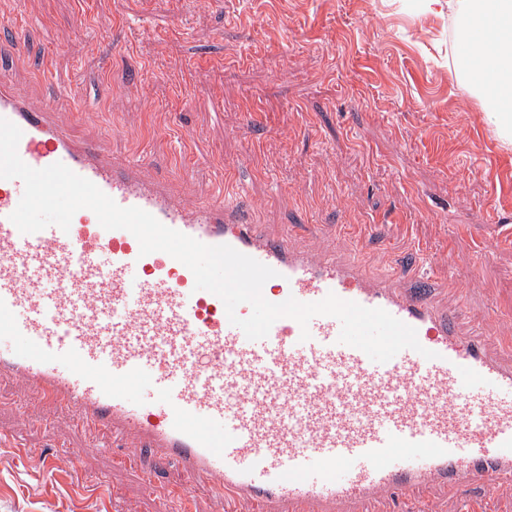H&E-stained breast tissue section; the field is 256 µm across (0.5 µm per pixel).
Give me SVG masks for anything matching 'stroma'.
Instances as JSON below:
<instances>
[{"label": "stroma", "mask_w": 512, "mask_h": 512, "mask_svg": "<svg viewBox=\"0 0 512 512\" xmlns=\"http://www.w3.org/2000/svg\"><path fill=\"white\" fill-rule=\"evenodd\" d=\"M26 30L27 53L11 50ZM0 72L113 162L193 195L240 194L260 230L374 273L429 272L463 332L512 345V143L458 68L447 0H0ZM0 381V512H171L177 466L143 481L105 430ZM67 443L75 463L37 461ZM431 512L489 497L466 484Z\"/></svg>", "instance_id": "1"}]
</instances>
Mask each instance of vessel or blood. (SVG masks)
<instances>
[{
    "label": "vessel or blood",
    "mask_w": 512,
    "mask_h": 512,
    "mask_svg": "<svg viewBox=\"0 0 512 512\" xmlns=\"http://www.w3.org/2000/svg\"><path fill=\"white\" fill-rule=\"evenodd\" d=\"M58 105H32L0 76V118L21 129L28 166L63 163L119 206L271 267L270 302L332 293L381 308L422 349L374 362L340 343V322L326 315L305 328L282 318L249 340L184 264L141 255L128 231L79 211L69 230L21 233L9 216L23 183L0 179V378L36 387L46 422L63 413L108 430L127 459L150 449L154 466L177 465L190 484L257 512H357L388 494L415 496L426 512L418 493L430 486L512 491V358L435 306L427 275L407 288L397 272L370 276L357 249L322 255L295 232L264 236L237 196L186 198L138 161L117 165L74 142L53 120Z\"/></svg>",
    "instance_id": "obj_1"
}]
</instances>
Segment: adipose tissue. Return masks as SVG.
<instances>
[{
	"label": "adipose tissue",
	"mask_w": 512,
	"mask_h": 512,
	"mask_svg": "<svg viewBox=\"0 0 512 512\" xmlns=\"http://www.w3.org/2000/svg\"><path fill=\"white\" fill-rule=\"evenodd\" d=\"M448 10L456 20L457 44L470 71L490 84L499 106L495 119L504 137H512V76L507 75L508 59L503 46L512 43V0H448Z\"/></svg>",
	"instance_id": "1"
}]
</instances>
